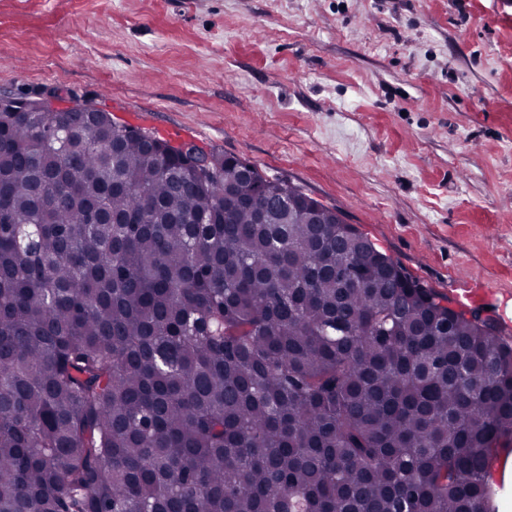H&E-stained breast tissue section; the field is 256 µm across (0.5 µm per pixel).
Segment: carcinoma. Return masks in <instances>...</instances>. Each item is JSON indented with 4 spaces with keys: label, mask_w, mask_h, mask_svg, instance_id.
<instances>
[{
    "label": "carcinoma",
    "mask_w": 512,
    "mask_h": 512,
    "mask_svg": "<svg viewBox=\"0 0 512 512\" xmlns=\"http://www.w3.org/2000/svg\"><path fill=\"white\" fill-rule=\"evenodd\" d=\"M89 108L0 112V512H490L494 322Z\"/></svg>",
    "instance_id": "cac0c4a2"
}]
</instances>
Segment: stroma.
<instances>
[{
	"mask_svg": "<svg viewBox=\"0 0 512 512\" xmlns=\"http://www.w3.org/2000/svg\"><path fill=\"white\" fill-rule=\"evenodd\" d=\"M0 95L246 160L512 343V0H0Z\"/></svg>",
	"mask_w": 512,
	"mask_h": 512,
	"instance_id": "1",
	"label": "stroma"
}]
</instances>
